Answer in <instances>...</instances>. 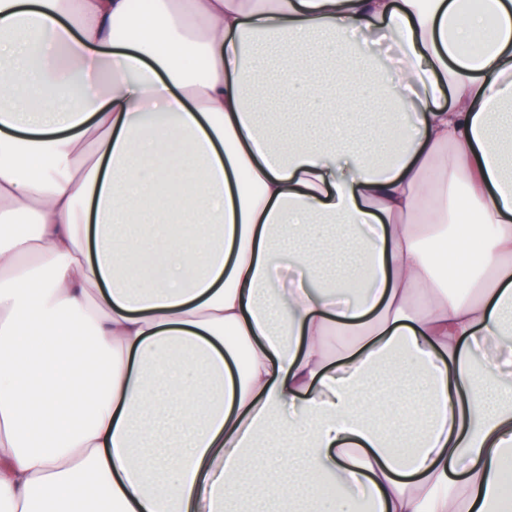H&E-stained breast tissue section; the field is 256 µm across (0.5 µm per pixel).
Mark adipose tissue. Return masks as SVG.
Segmentation results:
<instances>
[{
	"instance_id": "adipose-tissue-1",
	"label": "adipose tissue",
	"mask_w": 512,
	"mask_h": 512,
	"mask_svg": "<svg viewBox=\"0 0 512 512\" xmlns=\"http://www.w3.org/2000/svg\"><path fill=\"white\" fill-rule=\"evenodd\" d=\"M0 98V512H512V0H0Z\"/></svg>"
}]
</instances>
